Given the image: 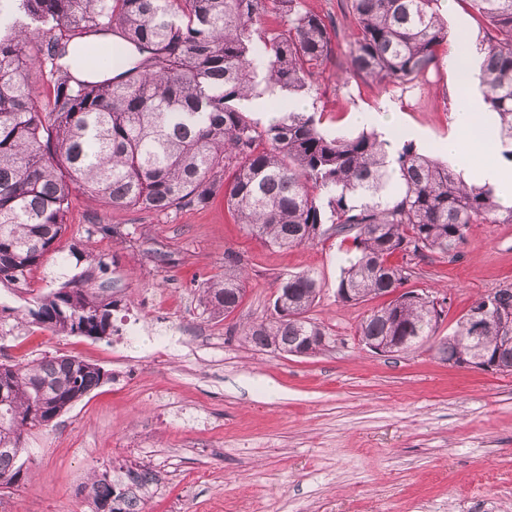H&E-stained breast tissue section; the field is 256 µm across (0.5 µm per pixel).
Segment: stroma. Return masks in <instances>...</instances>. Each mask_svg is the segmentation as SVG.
Segmentation results:
<instances>
[{"label": "stroma", "mask_w": 512, "mask_h": 512, "mask_svg": "<svg viewBox=\"0 0 512 512\" xmlns=\"http://www.w3.org/2000/svg\"><path fill=\"white\" fill-rule=\"evenodd\" d=\"M334 49L304 101L324 130L354 133V113L393 112L419 149L439 152L457 109L447 63L414 87L345 86L336 80L344 40ZM66 224L27 288L0 284V362L74 355L108 379L55 429L27 436L28 476L0 489V512H91L79 493L90 471L142 466L157 476L149 512H512V373L458 367L437 352L476 299L512 286V224L470 225L456 259H411L406 289L444 300V315L434 336L388 356L358 335L377 300L336 297L350 255L340 239L274 248L236 224L220 195L155 214L78 193ZM228 251L246 266L245 293L215 317L199 288L223 275ZM99 255L124 281L111 336H56L21 321L33 297ZM298 272L321 283L309 316L328 328V349L300 357L244 344L242 328L271 317L278 280ZM129 324L138 335H122Z\"/></svg>", "instance_id": "35a3bbf8"}]
</instances>
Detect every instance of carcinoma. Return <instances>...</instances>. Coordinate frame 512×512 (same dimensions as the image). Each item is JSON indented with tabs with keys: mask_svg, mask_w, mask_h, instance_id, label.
I'll return each mask as SVG.
<instances>
[{
	"mask_svg": "<svg viewBox=\"0 0 512 512\" xmlns=\"http://www.w3.org/2000/svg\"><path fill=\"white\" fill-rule=\"evenodd\" d=\"M445 0H340L351 19L337 81L406 86L424 81L451 39ZM481 22L477 78L499 118L512 160V0H466ZM275 14L276 26L265 17ZM0 283L25 286L30 271L66 231L73 191L113 208L167 214L224 202L248 231L288 249L328 234L351 242L337 298L386 297L407 279L389 258L458 248L471 224H511L512 208L492 187L465 181L437 155L406 141L391 155L375 130L331 135L294 100L313 94L337 36L305 0H0ZM117 39L121 63H90L94 41ZM46 74L49 98L35 103L29 72ZM277 88L288 109L265 125L242 101ZM241 257L224 253V276L205 280L212 315L228 316L244 290ZM321 284L310 273L279 279L285 314L242 329L258 350L284 352L330 337L307 313ZM116 301L78 276L39 296L27 322L55 335L112 333ZM496 336L478 298L440 348L460 364L471 318ZM439 318L422 300L389 302L362 321L360 340L404 341L403 352L435 335ZM101 367L75 356L0 363V488L27 476L25 436L51 426L99 387ZM94 512H142L121 483L92 473L83 486Z\"/></svg>",
	"mask_w": 512,
	"mask_h": 512,
	"instance_id": "cac0c4a2",
	"label": "carcinoma"
}]
</instances>
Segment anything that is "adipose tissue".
Instances as JSON below:
<instances>
[{"mask_svg": "<svg viewBox=\"0 0 512 512\" xmlns=\"http://www.w3.org/2000/svg\"><path fill=\"white\" fill-rule=\"evenodd\" d=\"M455 131L442 148L450 160L464 164L479 183L495 188L502 205L512 206V163L489 162L498 143L493 112L475 91L463 96L454 114Z\"/></svg>", "mask_w": 512, "mask_h": 512, "instance_id": "adipose-tissue-1", "label": "adipose tissue"}]
</instances>
